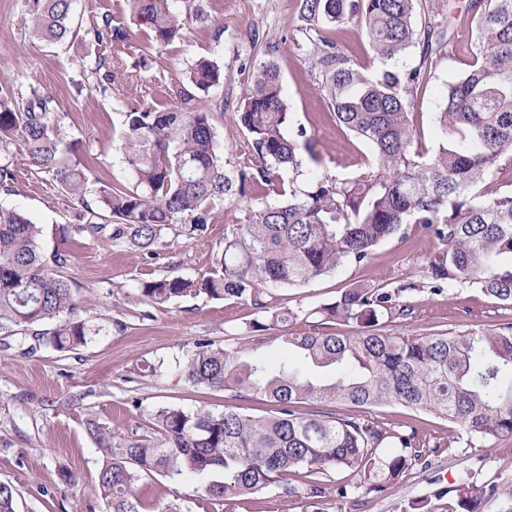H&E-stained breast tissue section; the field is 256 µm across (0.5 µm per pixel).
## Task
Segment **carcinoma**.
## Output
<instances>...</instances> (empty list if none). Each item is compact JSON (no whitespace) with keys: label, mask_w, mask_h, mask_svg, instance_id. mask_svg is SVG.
Masks as SVG:
<instances>
[{"label":"carcinoma","mask_w":512,"mask_h":512,"mask_svg":"<svg viewBox=\"0 0 512 512\" xmlns=\"http://www.w3.org/2000/svg\"><path fill=\"white\" fill-rule=\"evenodd\" d=\"M78 0H24L23 21L48 44L70 40L91 45L123 44L131 31L107 14L72 24ZM206 0H126L150 45L161 48L193 25L213 29L220 42L224 25L210 16ZM422 0H300L308 33L310 67L336 125L361 141L371 166L338 180L306 171L319 162L313 137L303 128L287 134L292 115L280 67L254 59L252 87L238 103L233 121L245 135V150L233 170L202 99L224 85V70L211 58L188 64L173 84L170 103L125 113L122 146L132 186L116 187L92 176L77 158L86 147L61 134L54 97L34 87L0 88V193L15 191L9 161L22 151L75 204L73 229L105 235L154 259L166 232L187 241L206 236L213 212L224 201L246 203L243 221L224 232L213 271L201 278L166 274L141 283L138 299L163 305L191 294L213 299H250L260 318L246 329L262 333L293 320L300 333L272 337L294 350L308 366L334 377L320 382L297 362L272 366L251 354L248 344L216 346L199 340L184 366L193 385L229 391L240 399L264 395L275 404L270 417L234 410L213 412L159 406L151 437L104 430L92 418L87 431L102 455L97 493L105 512H143L137 490L153 472L200 480L197 495L176 500L162 512H193L208 503L276 490L297 493L289 476L309 478L306 492L323 498L329 474L363 472L370 493L395 486L426 444L416 431L390 430L361 414L336 415L328 403L355 407L396 402L457 424L473 439H512V322L494 329L409 335L383 330V320H408L415 308L404 296L417 289L357 284L336 300L305 312L277 307L262 298L269 288H302L346 265L370 262L374 250L405 224L419 226L441 249L427 268L426 287L474 288L512 306V192L490 189L495 174L512 164V0H469L476 23L474 63L448 83L434 113L440 139L419 143L413 121L418 90L432 79L433 57L442 53L447 30L436 20L418 25ZM362 24L364 36L383 62L418 45L413 67L375 70L363 65L330 33ZM91 90L112 94L128 80L107 57L86 63ZM275 200H270V197ZM40 229L17 209L0 206V336L19 337L22 355L33 336L59 353L86 345L103 330L77 317L69 259L45 257ZM352 323V333L321 331L308 319ZM301 405L314 409L299 413ZM393 444L399 452L382 456ZM448 492L460 512H477L494 490L466 475ZM17 489L0 482V512H15Z\"/></svg>","instance_id":"cac0c4a2"}]
</instances>
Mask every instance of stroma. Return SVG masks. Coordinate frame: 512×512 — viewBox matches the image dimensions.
<instances>
[{"label":"stroma","instance_id":"35a3bbf8","mask_svg":"<svg viewBox=\"0 0 512 512\" xmlns=\"http://www.w3.org/2000/svg\"><path fill=\"white\" fill-rule=\"evenodd\" d=\"M467 3L438 0L435 6L437 14H451L452 36L444 54L434 59L433 77L420 88L413 108L414 122L429 148L437 140L433 116L441 108L448 82L474 60ZM208 9L224 25L221 42H214L207 28L191 27L185 37L153 50L151 72L133 66L145 48L140 28L133 27L129 43L107 48L106 56L121 63L129 85L123 94L106 98L74 86L82 77L88 46L38 44L21 21V0H0V84L18 81L53 95L64 116L65 134L89 141L95 174L109 184L127 185L131 174L120 141L124 112L139 105L166 104L168 86L181 80L191 60L201 56L223 65L225 98L242 100L250 86L246 67L270 43L276 48L293 124L314 137L319 171L344 177L360 168L368 154L366 146L337 127L308 67L299 0H209ZM9 160L17 191L0 198V204L19 209L40 226L44 253L71 255L66 273L77 285L79 316L92 321L101 317L106 325L104 334L69 355L43 347L23 357L17 348L0 347V482L18 489L17 512H102L96 495L101 454L86 429L87 419H96L105 428L144 434L161 405L215 412L228 408L254 417L274 413L275 406L266 397L242 400L191 385L183 375L197 341H242L247 324L257 317L250 302L202 294L160 306L137 299L140 281L170 273L193 278L208 274L225 228L243 219L242 205L224 203L206 237L189 243L168 238L159 257L145 261L126 247L75 235L72 201L22 152H13ZM437 250L436 241L413 227L379 246L367 265L342 267L304 288L275 289V300L279 306L305 311L334 301L359 281L390 287L419 283ZM408 301L415 308L414 318L393 320L389 331L422 334L512 322V307L471 288L440 295L417 291ZM151 364L160 365V372L149 373ZM365 414L394 430H415L430 444L427 457L383 492L339 496L337 487L359 484L361 477L351 470L332 472L333 491L320 506L324 512H456V499L445 489L467 474L498 490L478 512H512V442L487 439L466 446L456 439L460 429L455 423L399 404L373 406ZM67 469L79 475L75 486L60 478ZM292 481L299 495L239 496L225 501L224 512H314L317 506L304 492L305 475L293 476ZM196 487L194 479L159 474L143 477L138 484L145 512H156L159 504L178 497H194Z\"/></svg>","mask_w":512,"mask_h":512}]
</instances>
